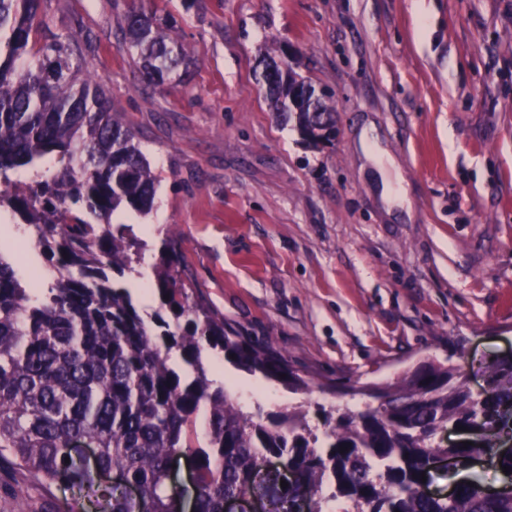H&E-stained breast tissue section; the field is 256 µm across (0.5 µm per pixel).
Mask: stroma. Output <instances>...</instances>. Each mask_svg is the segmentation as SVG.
<instances>
[{
  "mask_svg": "<svg viewBox=\"0 0 512 512\" xmlns=\"http://www.w3.org/2000/svg\"><path fill=\"white\" fill-rule=\"evenodd\" d=\"M132 0H44L37 43L72 34L159 179L147 216L119 213L147 263L176 235L178 272L225 324L312 380L293 394L227 363L245 410L322 384L393 381L420 361L512 355V0H152L189 58L147 87L121 40ZM336 107L307 146L269 109L264 56ZM0 462V512L71 500Z\"/></svg>",
  "mask_w": 512,
  "mask_h": 512,
  "instance_id": "35a3bbf8",
  "label": "stroma"
}]
</instances>
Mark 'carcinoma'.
Here are the masks:
<instances>
[{
    "label": "carcinoma",
    "mask_w": 512,
    "mask_h": 512,
    "mask_svg": "<svg viewBox=\"0 0 512 512\" xmlns=\"http://www.w3.org/2000/svg\"><path fill=\"white\" fill-rule=\"evenodd\" d=\"M42 0H0V207L30 229L47 266L22 280L0 250V455L43 484L77 490L65 512H183L172 486L176 449L193 458L192 512H225L257 495L267 512H512V494L473 476L451 499L414 486L432 461L481 457L502 471L512 455V360L485 366L487 392L474 394L450 365L429 360L382 386L350 379L327 389L378 405L320 407L325 430L314 433L302 407L277 414L245 412L210 378L214 353L234 367L294 392L309 382L281 353L251 343L193 296L176 270V245L162 242L156 287L173 317L144 318L123 281L147 245L118 210L147 213L156 177L101 83L71 61V36L38 47L30 34ZM144 0H133L123 43L149 86L168 84L188 53ZM276 117L295 124L318 148L336 135V109L294 69L270 59L261 73ZM57 164L49 177L22 186L12 175ZM204 418L205 433L198 420ZM454 423L478 434L471 445L435 440ZM90 440L97 469L74 454ZM345 447L347 451L340 452ZM276 458L294 481L268 467ZM135 485L137 500L101 474Z\"/></svg>",
    "instance_id": "1"
}]
</instances>
